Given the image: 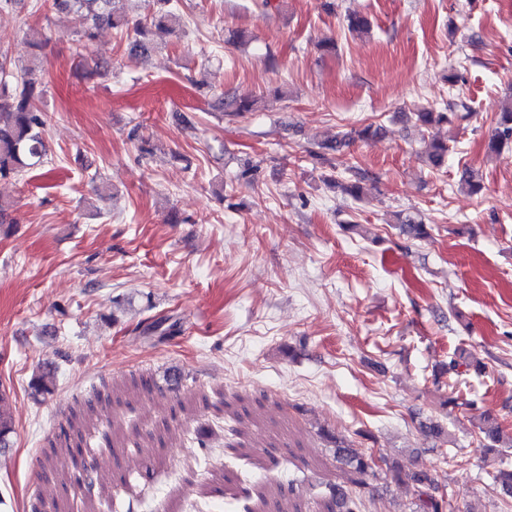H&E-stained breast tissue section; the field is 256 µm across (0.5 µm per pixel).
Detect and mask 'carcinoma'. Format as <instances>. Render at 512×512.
<instances>
[{
    "label": "carcinoma",
    "instance_id": "obj_1",
    "mask_svg": "<svg viewBox=\"0 0 512 512\" xmlns=\"http://www.w3.org/2000/svg\"><path fill=\"white\" fill-rule=\"evenodd\" d=\"M51 9L60 14L80 11L87 25L81 38L90 41L102 27L132 29L134 36L128 43L132 56L147 55L153 44L146 37L145 24L130 21L113 6V0H51ZM37 78L34 68L28 67L15 73L11 62L0 59V177L19 176L47 159V147L43 139L46 121L39 107L41 94L36 92ZM216 110L230 115H239L252 110L247 100L218 99ZM416 126L433 128L448 122V113L432 109L414 113ZM383 126L373 123L353 128L336 140L321 146V150L310 155L317 160H326L329 152L340 153L354 141H371L382 136ZM512 142V110L502 113L499 125L489 140V149L498 151L501 145ZM448 157V143L433 137L425 150V162L440 168ZM363 179L345 182L336 179V187L355 200L362 198ZM394 226L411 241H426L432 237V226L425 223L418 211H400L395 214ZM7 395L0 392V447L9 446L13 433V422L5 408ZM478 444L485 451L512 447V433L505 434L502 424L490 414L479 417ZM336 459L349 473L347 481L328 486L327 512H367L365 489L369 479L384 473L402 485L405 497L411 506L410 512H448L447 503L434 496L431 490L440 486L436 476L418 470L406 481L400 478L399 463L381 456L375 457L370 448L358 449L342 439L334 440ZM497 494L504 500H512V469H499L493 477Z\"/></svg>",
    "mask_w": 512,
    "mask_h": 512
}]
</instances>
